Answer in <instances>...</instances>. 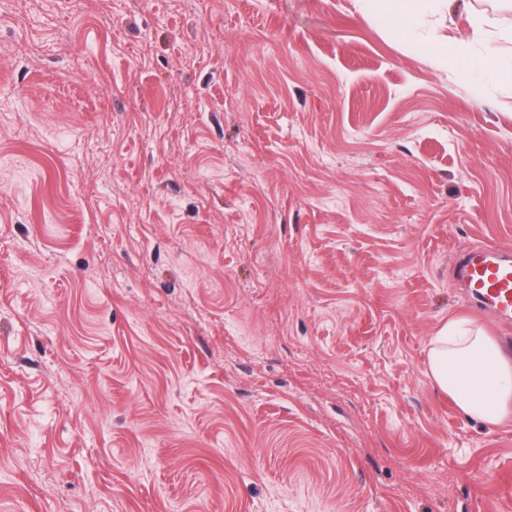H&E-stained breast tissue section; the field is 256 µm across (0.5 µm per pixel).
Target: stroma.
Returning <instances> with one entry per match:
<instances>
[{"instance_id":"35a3bbf8","label":"stroma","mask_w":512,"mask_h":512,"mask_svg":"<svg viewBox=\"0 0 512 512\" xmlns=\"http://www.w3.org/2000/svg\"><path fill=\"white\" fill-rule=\"evenodd\" d=\"M0 0V512H504L430 341L512 247L501 0ZM373 15L383 16L395 25L412 29L426 12L444 9L446 0H366ZM425 44L434 63L447 70L453 67L458 57L470 55L472 40L461 37L448 41V35L432 34Z\"/></svg>"}]
</instances>
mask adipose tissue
I'll return each instance as SVG.
<instances>
[{
  "label": "adipose tissue",
  "mask_w": 512,
  "mask_h": 512,
  "mask_svg": "<svg viewBox=\"0 0 512 512\" xmlns=\"http://www.w3.org/2000/svg\"><path fill=\"white\" fill-rule=\"evenodd\" d=\"M370 13L400 27L413 28L427 12L443 10L445 0H367ZM429 373L441 391L449 394L468 418L500 426L512 424V358L481 329L448 324L433 336ZM471 374L459 383L458 370Z\"/></svg>",
  "instance_id": "1"
}]
</instances>
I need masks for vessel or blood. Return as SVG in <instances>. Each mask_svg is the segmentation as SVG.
<instances>
[{
  "label": "vessel or blood",
  "instance_id": "obj_1",
  "mask_svg": "<svg viewBox=\"0 0 512 512\" xmlns=\"http://www.w3.org/2000/svg\"><path fill=\"white\" fill-rule=\"evenodd\" d=\"M460 277L477 307L491 310L500 321H512L511 250L487 246L465 254Z\"/></svg>",
  "mask_w": 512,
  "mask_h": 512
}]
</instances>
